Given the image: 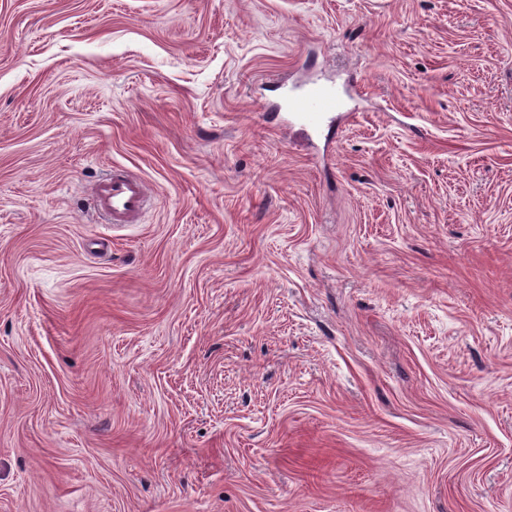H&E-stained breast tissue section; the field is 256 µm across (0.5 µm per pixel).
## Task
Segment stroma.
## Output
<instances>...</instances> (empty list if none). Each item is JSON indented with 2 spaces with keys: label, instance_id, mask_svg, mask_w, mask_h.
Masks as SVG:
<instances>
[{
  "label": "stroma",
  "instance_id": "obj_1",
  "mask_svg": "<svg viewBox=\"0 0 512 512\" xmlns=\"http://www.w3.org/2000/svg\"><path fill=\"white\" fill-rule=\"evenodd\" d=\"M0 512H512V0H0ZM289 112L296 120L310 129L320 127L328 114L340 112L342 98L336 89L314 85L304 91L289 96ZM148 195L143 181L112 169L92 189V209L107 224H136L144 210Z\"/></svg>",
  "mask_w": 512,
  "mask_h": 512
}]
</instances>
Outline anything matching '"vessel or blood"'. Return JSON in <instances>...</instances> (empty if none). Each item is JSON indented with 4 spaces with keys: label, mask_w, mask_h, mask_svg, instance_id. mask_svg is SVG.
I'll use <instances>...</instances> for the list:
<instances>
[{
    "label": "vessel or blood",
    "mask_w": 512,
    "mask_h": 512,
    "mask_svg": "<svg viewBox=\"0 0 512 512\" xmlns=\"http://www.w3.org/2000/svg\"><path fill=\"white\" fill-rule=\"evenodd\" d=\"M288 107L303 126L315 129L328 114L341 111L343 103L336 89L314 85L290 96ZM147 200L144 182L119 169L99 179L92 189L94 214L113 225L137 223Z\"/></svg>",
    "instance_id": "b4317fda"
}]
</instances>
